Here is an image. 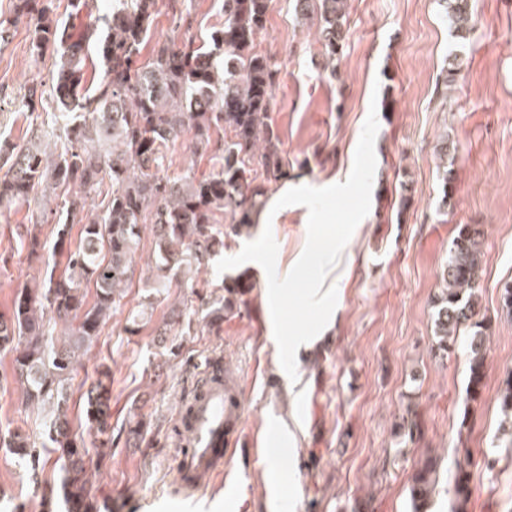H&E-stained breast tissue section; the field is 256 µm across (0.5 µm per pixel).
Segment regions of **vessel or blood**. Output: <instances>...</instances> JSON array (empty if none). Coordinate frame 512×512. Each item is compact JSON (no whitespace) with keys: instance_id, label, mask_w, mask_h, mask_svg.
Masks as SVG:
<instances>
[{"instance_id":"obj_1","label":"vessel or blood","mask_w":512,"mask_h":512,"mask_svg":"<svg viewBox=\"0 0 512 512\" xmlns=\"http://www.w3.org/2000/svg\"><path fill=\"white\" fill-rule=\"evenodd\" d=\"M235 379L207 389L205 395L193 399L191 425L193 439L178 457L176 474L183 492L195 491L197 479L216 472L223 459L224 443L238 430L242 416L241 405H229L225 391H237Z\"/></svg>"}]
</instances>
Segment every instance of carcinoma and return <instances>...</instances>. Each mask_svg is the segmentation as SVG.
<instances>
[{"label":"carcinoma","mask_w":512,"mask_h":512,"mask_svg":"<svg viewBox=\"0 0 512 512\" xmlns=\"http://www.w3.org/2000/svg\"><path fill=\"white\" fill-rule=\"evenodd\" d=\"M439 2L455 37L467 38L471 0ZM12 7L32 27V62L38 65L50 53L59 63L46 112L55 126L50 140L35 133L23 145L0 142V214L17 204L33 205L29 223L19 226L31 255L46 247L41 226L51 219L59 224L52 253L64 259V271L49 275L40 288L16 292L11 311L0 314V347L15 353L25 404L40 409L48 423V439L61 462L66 512H100L93 477L112 446L110 369L99 370L96 383L83 393L88 430L102 448L95 464L83 438L71 431L69 390L77 362L122 305L142 233L150 230L154 240L149 292L142 301L147 310L172 288L196 293L198 274L224 250V239L254 224L267 185L288 178V158L269 118L277 69L254 45L273 0H223L222 21L208 39L157 41L146 57L142 50L157 0H120L106 17L88 20L77 32L59 23L46 0H12ZM294 9L316 25L326 68L336 76L348 0H295ZM91 51L103 69L92 79ZM462 64L458 55L448 56L437 95L447 97ZM184 137L210 153L209 174L198 176L192 167L168 174L171 147ZM256 167L261 174L253 176ZM48 192L52 208L42 203ZM70 224L81 225L74 250L66 241ZM481 259L480 232L460 225L442 269L444 288L434 302V354H448L459 336H467L469 402L481 398L486 381L489 326L478 318L476 295ZM219 288L223 295L204 302L205 319L215 327L236 305L248 303L254 285L242 271L224 277ZM184 334V310L174 305L159 328L158 344L175 357L176 337ZM498 403L512 434V374L500 386ZM460 444L452 512H468L474 488L472 451L466 441ZM3 446L17 462L31 463V481L40 488L37 448L29 438L15 433ZM439 468L437 457L428 456L414 469L412 512H430Z\"/></svg>","instance_id":"cac0c4a2"}]
</instances>
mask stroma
Here are the masks:
<instances>
[{
  "instance_id": "stroma-1",
  "label": "stroma",
  "mask_w": 512,
  "mask_h": 512,
  "mask_svg": "<svg viewBox=\"0 0 512 512\" xmlns=\"http://www.w3.org/2000/svg\"><path fill=\"white\" fill-rule=\"evenodd\" d=\"M158 0L151 37L201 38L220 20L222 0H193L191 27L176 26ZM474 29L457 40L438 0H349L346 39L337 79L322 65L315 25L297 17L289 0H275L259 51L277 64L270 117L288 158L286 182L270 184L269 199L285 187H326L349 176L372 96L387 99L379 112L371 206L336 269L335 326L314 350L297 359L290 380L268 336L267 276L247 269L255 288L248 305L221 328L191 314L179 354L163 362L156 330L179 289L157 304L138 334L127 318L145 294L153 255L144 237L135 275L122 305L104 326L73 375L68 416L85 433L81 395L99 366L112 374V454L97 474L112 512H410L408 481L425 457L441 461L433 512H450L460 422L469 425L475 491L469 512H512V447L497 448L501 413L497 392L512 365V316L500 293L512 283V0H471ZM30 32L10 29L0 46V139L26 143L34 125L24 106L33 81H49V65L29 66ZM464 68L442 106L435 83L450 53ZM449 142L440 157L441 142ZM452 178V199L442 204V173ZM407 207H400V199ZM29 210L0 217V314L15 293L48 277L45 258L29 256L15 233ZM308 210L280 209L272 226L277 268L300 256ZM481 231L483 260L478 303L491 317L486 336L487 378L482 398L466 401L464 349L432 352V300L458 225ZM12 352L0 349V434L18 431L42 441L47 425L26 407L15 379ZM221 359L237 379L243 414L218 476L198 490L176 488L175 460L184 446L175 435L180 408L210 359ZM415 419L408 430L402 423ZM147 431L139 445L126 441L131 422ZM286 443L278 462L270 451ZM293 472L296 483L272 487V467ZM0 503L42 512L27 469L0 449Z\"/></svg>"
}]
</instances>
